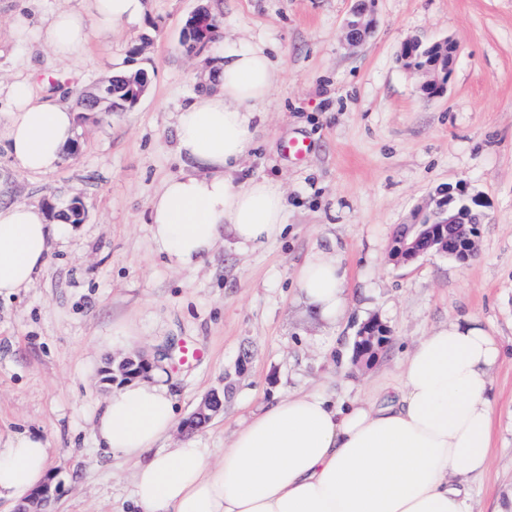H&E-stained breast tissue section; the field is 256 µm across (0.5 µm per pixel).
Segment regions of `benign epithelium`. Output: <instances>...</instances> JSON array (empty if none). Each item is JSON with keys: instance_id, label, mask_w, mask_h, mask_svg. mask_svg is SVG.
Masks as SVG:
<instances>
[{"instance_id": "obj_1", "label": "benign epithelium", "mask_w": 512, "mask_h": 512, "mask_svg": "<svg viewBox=\"0 0 512 512\" xmlns=\"http://www.w3.org/2000/svg\"><path fill=\"white\" fill-rule=\"evenodd\" d=\"M376 24L373 2L353 0L345 22V39L355 47L370 35ZM458 56L456 43L449 39L428 41L419 36L407 38L399 47L401 66L421 76L419 91L428 99L445 94ZM484 201L463 183L440 185L426 203L414 212L409 224L399 225L391 242V256L407 265L428 253H438L465 264L475 257L480 236ZM386 328L376 318L364 321L356 334L354 361L370 364L386 343ZM222 401L214 392L206 397L196 415L210 419ZM55 491L46 485L32 494L18 512H51Z\"/></svg>"}]
</instances>
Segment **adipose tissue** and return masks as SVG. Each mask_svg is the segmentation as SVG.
<instances>
[{"mask_svg": "<svg viewBox=\"0 0 512 512\" xmlns=\"http://www.w3.org/2000/svg\"><path fill=\"white\" fill-rule=\"evenodd\" d=\"M145 0H80L40 22L19 0L13 25L35 31L60 60L79 58L92 33L138 24ZM281 71L266 48L225 52L209 92L175 117L177 151L190 173L168 178L149 207L151 240L169 268L200 265L224 239L248 251L276 238L287 200L270 177L243 178L244 162ZM0 113V149L28 175L64 162L77 114L61 96L12 81ZM64 219L35 205L0 202V296L29 287L46 266ZM301 302L323 321L342 320L346 271L339 255L313 252L297 274ZM502 345L465 316L422 336L397 382L339 404L292 392L253 412L219 464L192 441L163 447L176 425L161 372L118 386L93 420L97 447L136 460L132 512H474L471 486L492 465L498 396L493 372ZM49 444L17 435L0 448V500L24 503L49 469Z\"/></svg>", "mask_w": 512, "mask_h": 512, "instance_id": "1", "label": "adipose tissue"}]
</instances>
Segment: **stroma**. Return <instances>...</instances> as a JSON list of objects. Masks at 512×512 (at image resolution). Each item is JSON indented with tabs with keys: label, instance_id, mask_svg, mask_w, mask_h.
<instances>
[{
	"label": "stroma",
	"instance_id": "stroma-1",
	"mask_svg": "<svg viewBox=\"0 0 512 512\" xmlns=\"http://www.w3.org/2000/svg\"><path fill=\"white\" fill-rule=\"evenodd\" d=\"M141 24L92 34L61 61L34 36L10 33L0 0V80L72 98L124 72L149 83L130 109L83 113L77 150L43 177L0 150V187L40 206L49 222L75 200L83 219L54 244L46 268L17 297L0 299V439L40 435L52 448L55 512H129L134 464L96 448L98 403L126 358L160 369L186 420L204 396L224 406L197 433L210 462L259 406L291 391L348 400L394 383L420 336L473 315L503 346L493 463L473 486L477 512L512 491V0H376L364 43L350 47L351 0H146ZM220 23L203 47L185 44L198 8ZM452 38L459 54L445 96L427 99L401 68L403 40ZM245 42L268 46L282 72L245 161L249 176L280 181L282 234L241 252L219 245L202 265L173 270L154 253L148 214L164 180L187 172L174 115L206 92L205 71ZM305 140L295 160L284 147ZM466 183L487 205L477 254L466 264L431 253L410 265L390 254L430 191ZM315 248L341 254L347 316L331 325L298 301L296 275ZM378 318L387 343L368 367L351 354L362 322ZM201 350L182 363V349Z\"/></svg>",
	"mask_w": 512,
	"mask_h": 512
}]
</instances>
